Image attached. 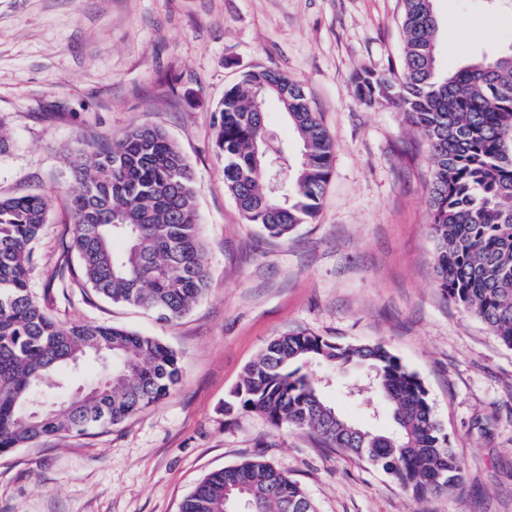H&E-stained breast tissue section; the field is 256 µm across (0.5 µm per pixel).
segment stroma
Segmentation results:
<instances>
[{
	"mask_svg": "<svg viewBox=\"0 0 512 512\" xmlns=\"http://www.w3.org/2000/svg\"><path fill=\"white\" fill-rule=\"evenodd\" d=\"M442 69L512 47V5L434 0ZM402 0H0V196L49 193L31 287L56 319L159 338L182 380L163 401L84 436L0 456V512H179L210 472L259 457L317 512H512V349L434 282L425 138L389 104L353 91L361 69L402 52ZM287 73L332 136L320 211L288 239L248 223L224 191L214 111L247 71ZM163 130L193 169L210 270L181 319L114 304L74 281L69 164L79 141ZM304 329L381 344L424 381L466 466L452 496L412 499L393 480L302 431L224 402L273 339ZM326 398L380 431L385 405L348 398L362 373L313 366Z\"/></svg>",
	"mask_w": 512,
	"mask_h": 512,
	"instance_id": "stroma-1",
	"label": "stroma"
}]
</instances>
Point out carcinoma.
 <instances>
[{"label": "carcinoma", "mask_w": 512, "mask_h": 512, "mask_svg": "<svg viewBox=\"0 0 512 512\" xmlns=\"http://www.w3.org/2000/svg\"><path fill=\"white\" fill-rule=\"evenodd\" d=\"M433 0H403L400 60L353 78L356 96L408 114L426 137L434 276L441 294L479 319L512 349V46L440 68ZM276 100L301 143L288 152L266 120ZM216 146L224 191L251 224L286 238L311 223L330 180L333 143L301 84L276 70L248 71L224 92ZM72 172L71 250L84 284L115 304L174 321L208 291L198 187L190 166L161 129L133 128L104 145L80 144ZM51 196L0 197V454L60 435L120 423L166 398L180 383L176 353L159 339L107 324H59L30 288L35 244ZM100 351L107 378L72 398L69 376ZM365 367L370 389L388 404L394 429L362 427L336 411L305 370ZM45 387L60 409L28 414ZM258 412L277 428L302 430L381 469L415 500L452 495L465 467L433 415L421 377L381 344L343 345L305 330L270 341L244 371L224 414ZM247 512H316L301 485L260 459L205 476L180 512H228L241 491Z\"/></svg>", "instance_id": "cac0c4a2"}]
</instances>
